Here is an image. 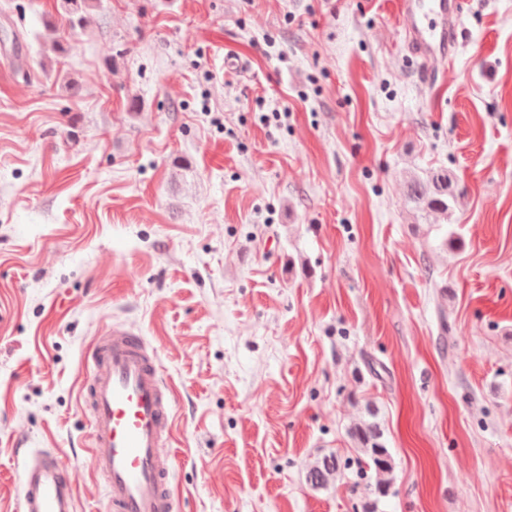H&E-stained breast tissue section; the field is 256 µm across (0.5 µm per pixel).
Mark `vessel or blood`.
Listing matches in <instances>:
<instances>
[{"label": "vessel or blood", "instance_id": "b4317fda", "mask_svg": "<svg viewBox=\"0 0 512 512\" xmlns=\"http://www.w3.org/2000/svg\"><path fill=\"white\" fill-rule=\"evenodd\" d=\"M465 5V0H405V37L421 63L424 84L436 83L456 57ZM85 359L91 447L113 512H175L171 458L161 451L174 437L175 396L155 350L135 330L116 325L93 341ZM20 512H76L73 477L55 455L25 456Z\"/></svg>", "mask_w": 512, "mask_h": 512}]
</instances>
